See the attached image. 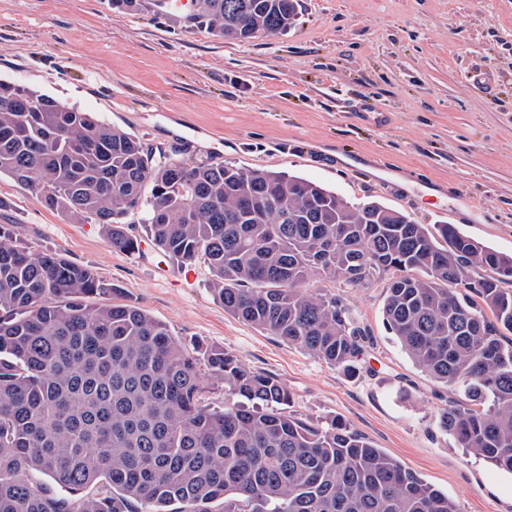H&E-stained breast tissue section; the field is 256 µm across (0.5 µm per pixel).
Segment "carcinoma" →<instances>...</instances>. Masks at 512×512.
Masks as SVG:
<instances>
[{"instance_id": "1", "label": "carcinoma", "mask_w": 512, "mask_h": 512, "mask_svg": "<svg viewBox=\"0 0 512 512\" xmlns=\"http://www.w3.org/2000/svg\"><path fill=\"white\" fill-rule=\"evenodd\" d=\"M199 24L283 32L298 0H199ZM0 174L135 254L136 215L176 267L207 265L231 314L354 375L369 347L348 299L390 276L389 333L458 394L441 428L512 474V254L378 201L349 205L285 172L192 163L17 82H0ZM58 252L0 224V512H460L448 494L333 417L308 424L278 378L189 348ZM224 385V407L205 402Z\"/></svg>"}]
</instances>
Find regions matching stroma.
Segmentation results:
<instances>
[{
    "label": "stroma",
    "mask_w": 512,
    "mask_h": 512,
    "mask_svg": "<svg viewBox=\"0 0 512 512\" xmlns=\"http://www.w3.org/2000/svg\"><path fill=\"white\" fill-rule=\"evenodd\" d=\"M0 80L184 158L284 171L512 254V0H299L291 28L246 42L149 2L0 0ZM0 224L32 253L93 268L186 344L276 376L295 416L341 418L461 512H512V474L440 430L453 394L387 331L384 282L349 294L373 340L349 375L225 313L207 267L185 282L142 224L129 226L139 253L112 251L99 225L43 208L6 175Z\"/></svg>",
    "instance_id": "35a3bbf8"
}]
</instances>
